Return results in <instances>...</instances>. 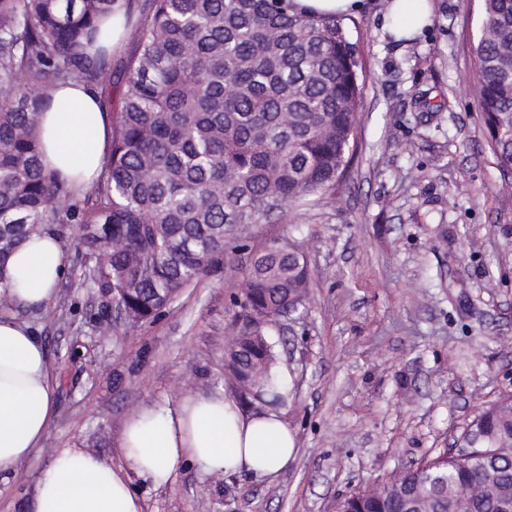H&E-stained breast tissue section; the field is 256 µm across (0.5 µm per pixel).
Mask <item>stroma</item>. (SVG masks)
<instances>
[{
    "mask_svg": "<svg viewBox=\"0 0 512 512\" xmlns=\"http://www.w3.org/2000/svg\"><path fill=\"white\" fill-rule=\"evenodd\" d=\"M433 20L402 45L387 0L347 17L364 85L348 177L308 210L249 225L224 267L154 320L112 329V299L82 285V259L43 313L56 415L41 451L0 476V512H27L53 452L82 448L112 467L125 421L183 395L232 396L224 342L246 319L240 269L276 242L298 246L304 307L265 327L286 385L279 409L297 453L277 475L131 484L145 512H336L456 440L480 408L512 395V177L481 119L477 0H431Z\"/></svg>",
    "mask_w": 512,
    "mask_h": 512,
    "instance_id": "obj_1",
    "label": "stroma"
}]
</instances>
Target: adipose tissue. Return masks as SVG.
Instances as JSON below:
<instances>
[{
  "instance_id": "1",
  "label": "adipose tissue",
  "mask_w": 512,
  "mask_h": 512,
  "mask_svg": "<svg viewBox=\"0 0 512 512\" xmlns=\"http://www.w3.org/2000/svg\"><path fill=\"white\" fill-rule=\"evenodd\" d=\"M41 138L44 165L76 193L99 177L111 146L112 119L94 90L73 82L49 92ZM69 101L70 111L56 103ZM67 254L53 235L35 238L0 268L17 307L46 306L68 271ZM56 413L47 349L41 336L13 315H0V473L41 447ZM127 466L112 468L80 448L56 450L30 502V512H143L130 474L153 487L168 485L178 468L206 475L278 474L296 454L294 432L278 409L248 413L234 398L186 396L171 406H144L127 419L121 441Z\"/></svg>"
}]
</instances>
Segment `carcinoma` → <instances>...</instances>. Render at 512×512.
I'll use <instances>...</instances> for the list:
<instances>
[{"mask_svg":"<svg viewBox=\"0 0 512 512\" xmlns=\"http://www.w3.org/2000/svg\"><path fill=\"white\" fill-rule=\"evenodd\" d=\"M123 3L134 53L112 68L98 20ZM481 117L498 166L512 171V0H479ZM341 17L289 0H0V267L33 236L77 225L82 283L130 325L160 315L221 268L240 229L336 191L356 144L363 86ZM76 79L101 91L112 146L79 202L45 170L37 137L47 92ZM310 273L291 244L241 270L247 327L224 346L227 381L253 401L279 395L264 326ZM481 452L448 449L345 498L341 512H502L512 502V400L480 411Z\"/></svg>","mask_w":512,"mask_h":512,"instance_id":"obj_1","label":"carcinoma"}]
</instances>
